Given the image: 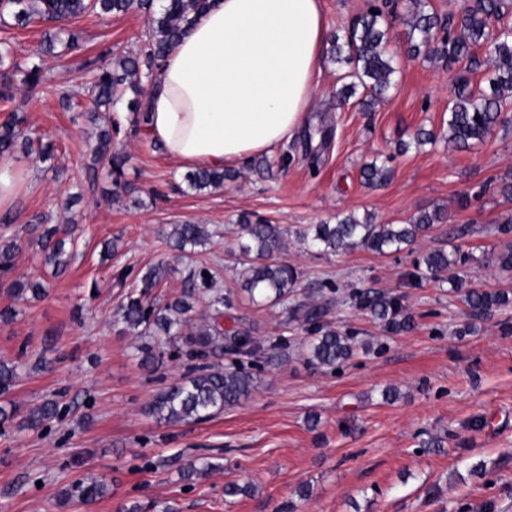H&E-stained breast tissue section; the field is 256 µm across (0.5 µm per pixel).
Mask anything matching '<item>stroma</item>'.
<instances>
[{"label":"stroma","instance_id":"obj_1","mask_svg":"<svg viewBox=\"0 0 512 512\" xmlns=\"http://www.w3.org/2000/svg\"><path fill=\"white\" fill-rule=\"evenodd\" d=\"M397 12L389 50L399 70L389 100L368 114L338 104L343 70L324 61L302 131L268 155L272 174L246 161L240 178L217 191L191 190L185 169L137 130L121 103L114 117L127 157L123 179L138 194L113 198L108 162L96 185L84 178L92 126L57 95L17 93L31 136L53 142L59 162L48 169L20 152L4 162L20 181L0 206V236L21 239L15 276L48 278L49 288L26 301L0 280V308L16 311L0 322V360L19 365L8 395L18 417L47 398L60 412L38 431L15 424L0 435V512H129L153 503L176 512H512V308L471 321L448 281L412 277L416 260L451 242L478 259L465 268L468 287L512 292V275L495 261L512 241L497 232L512 218L501 193L512 182V123L468 147L449 144L442 120L459 71L408 58L406 9ZM72 27L81 48L62 58L39 54L40 26H0V39H10L22 67L41 68L51 86L80 102V62L111 48L140 53L146 21L139 12L89 15ZM421 128L437 142L398 153ZM386 154L394 157L390 181L365 185L363 164ZM425 208L444 209L448 222L387 256L362 248L322 255L294 235L341 212L404 224ZM244 212L286 228L284 256L301 274L296 299L325 306L324 323L355 344L350 360L311 365L303 324L284 306L252 303L241 288L231 252ZM37 219L71 230L77 256L59 275L40 262ZM186 222L207 225L213 236L181 258L169 233ZM109 239L118 249L105 261ZM161 262L175 271L154 290L155 301L178 297L188 268L209 267L216 293L235 301L225 326L249 329L261 343L256 362L245 365L256 378L249 398L205 421L172 425L148 413L194 360L179 342L156 349L155 365L144 366L141 349L152 338L124 332L118 320L140 272ZM358 288L399 297L413 327L384 332L350 306ZM468 322L473 332L460 335ZM388 389L396 393L389 401ZM196 458L217 462V470L183 480V464ZM478 462L486 473L471 476ZM100 476L109 483L103 498L59 505L60 490ZM230 485L242 493L226 495Z\"/></svg>","mask_w":512,"mask_h":512}]
</instances>
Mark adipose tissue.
Here are the masks:
<instances>
[{"instance_id":"1","label":"adipose tissue","mask_w":512,"mask_h":512,"mask_svg":"<svg viewBox=\"0 0 512 512\" xmlns=\"http://www.w3.org/2000/svg\"><path fill=\"white\" fill-rule=\"evenodd\" d=\"M322 0H211L148 88V132L183 166L221 168L300 133L322 73Z\"/></svg>"}]
</instances>
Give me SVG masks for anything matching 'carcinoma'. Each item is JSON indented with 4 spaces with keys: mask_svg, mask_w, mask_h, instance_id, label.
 <instances>
[{
    "mask_svg": "<svg viewBox=\"0 0 512 512\" xmlns=\"http://www.w3.org/2000/svg\"><path fill=\"white\" fill-rule=\"evenodd\" d=\"M154 0H0V20L9 13L21 25L34 21L53 24L56 32L47 34L40 52L60 56L65 50L79 48L78 36L68 24L87 13L120 16L138 10L149 16L147 50L140 56L115 53L112 60L102 57L87 58L82 69L91 75L88 92L94 109L88 120L97 129L96 139L90 144L91 162L85 167L86 181L94 184L97 165L109 160L114 193L131 195L135 188L122 184L123 166L127 158L112 153L113 135L119 126L112 121L114 107L127 92L136 94L128 102L139 128L147 127L148 103L137 98L143 88V78L160 67L167 53L189 26L209 6L208 0H163L154 9ZM387 4L370 5L358 16L345 36H334L329 41L330 59L346 68L341 76L343 85L336 90V98L348 100L358 97L361 110L368 112L384 99L395 86L393 76L397 64L387 51L391 24L385 12ZM503 0H463L459 13L440 17L425 10L423 0H412L407 18L410 55L432 54L447 66L461 65L457 78V94L448 106V142L456 147L472 141L484 140L498 126L508 124L507 112L512 102V26L503 22ZM485 50L496 60L495 68L484 76L485 86L472 85L471 75L476 73V50ZM0 102L11 103L19 87L35 91L42 82L40 70L24 69L13 60L10 43H0ZM32 147L25 134V117L18 110L8 112L0 122V157L10 156L18 145ZM391 158L367 163L360 175L364 183L381 185L387 182L392 170L387 165ZM236 178L231 169L199 168L188 177L189 187L196 191L224 188V181ZM441 209L424 210L406 224H377L373 217L358 218L354 213L336 216L334 224H307L295 231L298 242L306 248L323 254H336L352 248H363L378 254L396 253L414 242L435 224L446 221ZM238 238L234 249L235 268L243 289L254 302L279 304L298 288L300 273L296 267L282 259L285 237L281 227L267 221H252L249 214L240 216ZM169 238L172 247L180 252L205 245L211 234L204 224H174ZM42 265L53 267V273L64 272L72 263L75 252L67 248L66 239L59 236L55 226L44 227L40 233ZM21 245L17 239L0 240V277L12 273ZM477 262L474 255L454 245L435 248L424 254L415 264L418 279L448 275L453 291L462 290L463 279L457 269ZM171 268L158 264L148 268L140 277V291L130 293L120 306L119 321L124 329L139 336H166L168 340L182 339L198 357L224 348L242 350L252 347L254 338L234 327L224 328V315L230 314L235 304L230 295L217 296L209 302L205 323L191 333L193 302L212 289L214 276L207 267L191 268L184 279L181 295L163 305L151 301L153 288L167 279ZM11 293L18 299L39 298L46 286L41 278L15 279ZM464 291V290H462ZM463 300L468 316L479 319L494 308L512 306V296L505 292L481 289L464 291ZM354 306L368 311L382 324L387 333L409 329L412 320L402 313L398 299L375 289H357L351 293ZM291 318L305 323L308 337L305 351L309 363L319 367H334L349 359L354 350L352 337L337 329L326 327L320 304L298 303L289 308ZM18 365L0 361V395L15 386ZM254 389V376L240 365L224 369L207 363L193 366L181 381L160 391L150 405V412L158 421L168 424L187 420L204 421L224 409L240 404ZM58 403L48 399L33 408L25 428L39 429L54 418ZM219 468L211 461L189 462L182 470V478L191 480ZM108 492L106 481L100 477L78 480L61 491L68 501L75 498L92 503Z\"/></svg>",
    "mask_w": 512,
    "mask_h": 512,
    "instance_id": "obj_1",
    "label": "carcinoma"
}]
</instances>
